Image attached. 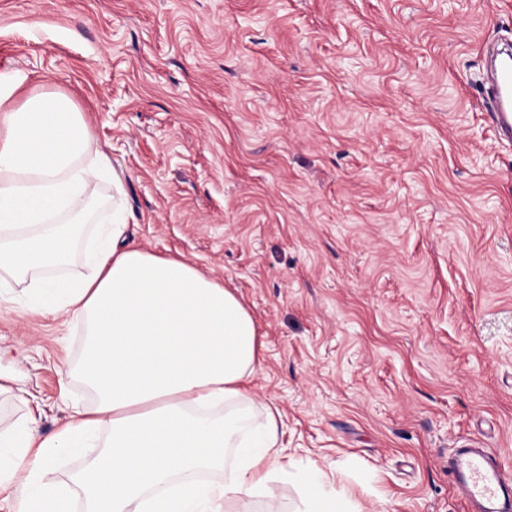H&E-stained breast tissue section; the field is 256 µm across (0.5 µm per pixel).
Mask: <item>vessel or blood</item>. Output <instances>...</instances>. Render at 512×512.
<instances>
[{
  "instance_id": "vessel-or-blood-1",
  "label": "vessel or blood",
  "mask_w": 512,
  "mask_h": 512,
  "mask_svg": "<svg viewBox=\"0 0 512 512\" xmlns=\"http://www.w3.org/2000/svg\"><path fill=\"white\" fill-rule=\"evenodd\" d=\"M486 96L492 106L497 137L512 139V64L488 74ZM448 474L471 512H512V478L492 464L481 448H462L448 465Z\"/></svg>"
}]
</instances>
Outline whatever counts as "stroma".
Instances as JSON below:
<instances>
[{
  "mask_svg": "<svg viewBox=\"0 0 512 512\" xmlns=\"http://www.w3.org/2000/svg\"><path fill=\"white\" fill-rule=\"evenodd\" d=\"M512 0H0V77L67 94L125 236L237 288L286 455L376 512H467L456 449L512 472V143L481 105ZM81 242L112 221L97 181ZM0 431L88 404L84 330L0 293Z\"/></svg>",
  "mask_w": 512,
  "mask_h": 512,
  "instance_id": "1",
  "label": "stroma"
}]
</instances>
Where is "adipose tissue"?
Returning a JSON list of instances; mask_svg holds the SVG:
<instances>
[{
  "label": "adipose tissue",
  "mask_w": 512,
  "mask_h": 512,
  "mask_svg": "<svg viewBox=\"0 0 512 512\" xmlns=\"http://www.w3.org/2000/svg\"><path fill=\"white\" fill-rule=\"evenodd\" d=\"M23 83L0 79V285L29 279L32 309L84 326L76 373L94 402L74 408L52 438L27 427L0 434V489L14 488L13 512H73L79 488L83 512H230L251 497L281 512L285 478L302 512H367L332 467L287 469L282 414L257 405L249 387L265 344L236 289L127 244L118 209L85 250L91 275H55L90 210L82 191L111 162L67 95L33 92L19 105ZM64 211L65 225L56 221ZM93 444L98 453L72 480L53 479L60 453ZM228 448V480L186 481L222 468Z\"/></svg>",
  "instance_id": "1"
}]
</instances>
